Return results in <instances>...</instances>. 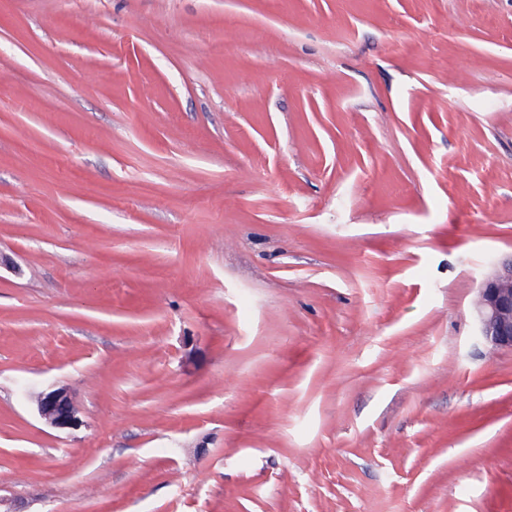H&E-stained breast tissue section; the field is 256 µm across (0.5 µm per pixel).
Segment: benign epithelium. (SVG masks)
Returning <instances> with one entry per match:
<instances>
[{
    "label": "benign epithelium",
    "instance_id": "7a95c632",
    "mask_svg": "<svg viewBox=\"0 0 512 512\" xmlns=\"http://www.w3.org/2000/svg\"><path fill=\"white\" fill-rule=\"evenodd\" d=\"M478 337L493 351H512V257L497 263L481 282L474 305ZM37 413L57 429L82 426L79 410L67 389L44 391L35 402Z\"/></svg>",
    "mask_w": 512,
    "mask_h": 512
}]
</instances>
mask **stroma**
<instances>
[{
    "label": "stroma",
    "mask_w": 512,
    "mask_h": 512,
    "mask_svg": "<svg viewBox=\"0 0 512 512\" xmlns=\"http://www.w3.org/2000/svg\"><path fill=\"white\" fill-rule=\"evenodd\" d=\"M510 255L512 0H0V512H512ZM481 282L474 305L477 336L493 351H512V255ZM35 405L40 418L53 428L77 430L82 426L79 410L66 388L42 392Z\"/></svg>",
    "instance_id": "1"
}]
</instances>
